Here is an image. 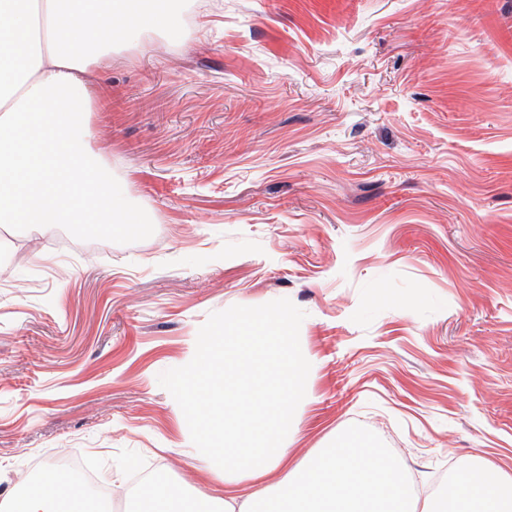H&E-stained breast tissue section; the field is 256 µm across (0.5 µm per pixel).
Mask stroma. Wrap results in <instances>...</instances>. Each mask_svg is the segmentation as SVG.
<instances>
[{
	"label": "stroma",
	"mask_w": 512,
	"mask_h": 512,
	"mask_svg": "<svg viewBox=\"0 0 512 512\" xmlns=\"http://www.w3.org/2000/svg\"><path fill=\"white\" fill-rule=\"evenodd\" d=\"M97 66L94 150L139 236L12 229L0 502L82 459L222 497L176 379L289 311L290 464L357 427L419 499L512 475V0H169Z\"/></svg>",
	"instance_id": "stroma-1"
}]
</instances>
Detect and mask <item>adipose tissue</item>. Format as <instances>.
I'll return each mask as SVG.
<instances>
[{
	"mask_svg": "<svg viewBox=\"0 0 512 512\" xmlns=\"http://www.w3.org/2000/svg\"><path fill=\"white\" fill-rule=\"evenodd\" d=\"M168 23L148 0H0V223L90 224L133 236L145 219L115 196L112 171L92 152L91 69L134 22ZM280 311L205 341L202 364L180 379L202 423L209 458L224 468V495L205 512H512V478L480 465L458 470L439 501L418 502L403 470L357 430L289 466L273 438L311 371ZM282 472L280 481L267 476ZM254 484L241 496L236 485ZM73 480L50 468L6 512H64Z\"/></svg>",
	"mask_w": 512,
	"mask_h": 512,
	"instance_id": "obj_1",
	"label": "adipose tissue"
}]
</instances>
